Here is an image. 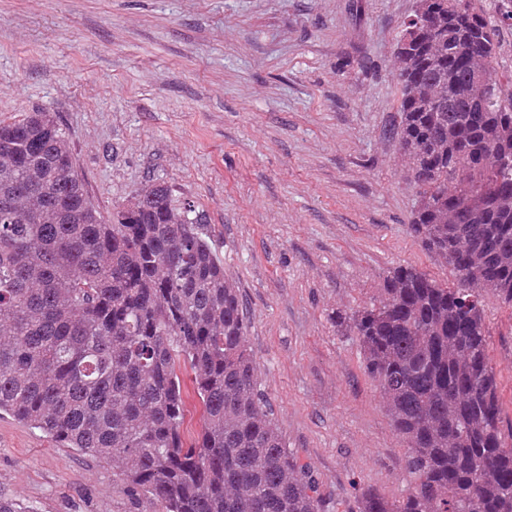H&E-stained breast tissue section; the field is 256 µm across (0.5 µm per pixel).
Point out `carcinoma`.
<instances>
[{"instance_id":"obj_1","label":"carcinoma","mask_w":512,"mask_h":512,"mask_svg":"<svg viewBox=\"0 0 512 512\" xmlns=\"http://www.w3.org/2000/svg\"><path fill=\"white\" fill-rule=\"evenodd\" d=\"M509 20L417 0L396 34L411 229L455 283L397 267L352 314L409 477L398 499L361 491L357 512H512V428L484 309L489 292L512 304V90L495 67ZM473 63L487 75L478 101L462 94ZM246 334L192 205L155 183L105 216L52 112L0 125V412L112 461L165 512H322ZM193 396L203 424L188 439Z\"/></svg>"}]
</instances>
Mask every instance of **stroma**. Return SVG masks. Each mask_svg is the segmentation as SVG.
<instances>
[{
	"instance_id": "1",
	"label": "stroma",
	"mask_w": 512,
	"mask_h": 512,
	"mask_svg": "<svg viewBox=\"0 0 512 512\" xmlns=\"http://www.w3.org/2000/svg\"><path fill=\"white\" fill-rule=\"evenodd\" d=\"M416 0H0V123L48 109L102 214L160 182L194 203L239 288L247 349L324 512L408 487L407 447L345 322L389 272L455 275L411 231L386 134ZM512 423V306L485 299ZM28 512H164L111 461L0 414V498Z\"/></svg>"
}]
</instances>
